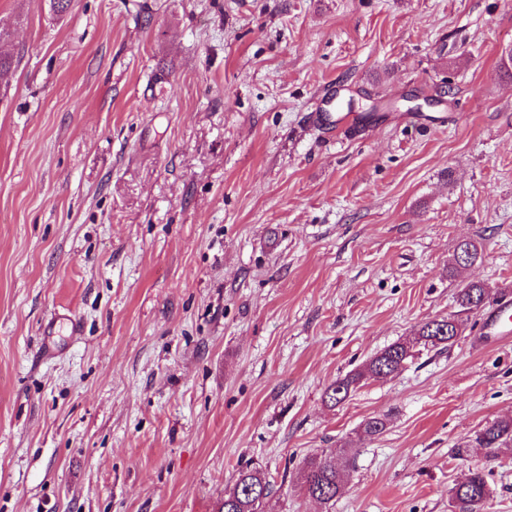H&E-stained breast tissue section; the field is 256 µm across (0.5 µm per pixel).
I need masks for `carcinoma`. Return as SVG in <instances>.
Masks as SVG:
<instances>
[{
    "mask_svg": "<svg viewBox=\"0 0 512 512\" xmlns=\"http://www.w3.org/2000/svg\"><path fill=\"white\" fill-rule=\"evenodd\" d=\"M488 292L480 283H468L460 288L457 303L463 313H475L486 304ZM461 324L455 316L433 319L425 322L417 330L415 338L395 342L361 368L336 380L326 396L334 405L345 401L357 386L369 379L386 380L399 373L413 357V349L418 345L431 348H446L454 343L460 333ZM476 446L487 450L492 457L512 450V417H502L487 422L474 432L470 439L457 445V453L463 454ZM354 456L345 448H338L323 459L311 460L303 470V483L306 492L330 507L342 488L345 471L353 466ZM273 492V487L265 474L256 467L239 470L233 487L224 493L219 512H260V506ZM492 495L488 474L475 468L469 471L464 480L450 490L452 507L457 512H484L485 505Z\"/></svg>",
    "mask_w": 512,
    "mask_h": 512,
    "instance_id": "obj_1",
    "label": "carcinoma"
}]
</instances>
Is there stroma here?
<instances>
[{
	"instance_id": "35a3bbf8",
	"label": "stroma",
	"mask_w": 512,
	"mask_h": 512,
	"mask_svg": "<svg viewBox=\"0 0 512 512\" xmlns=\"http://www.w3.org/2000/svg\"><path fill=\"white\" fill-rule=\"evenodd\" d=\"M0 31V512H218L249 464L262 512H452L476 466L512 512V454L455 452L512 416L483 313L325 397L465 284L512 300V0H0ZM331 88L381 118L328 139ZM349 441L324 507L302 468Z\"/></svg>"
}]
</instances>
